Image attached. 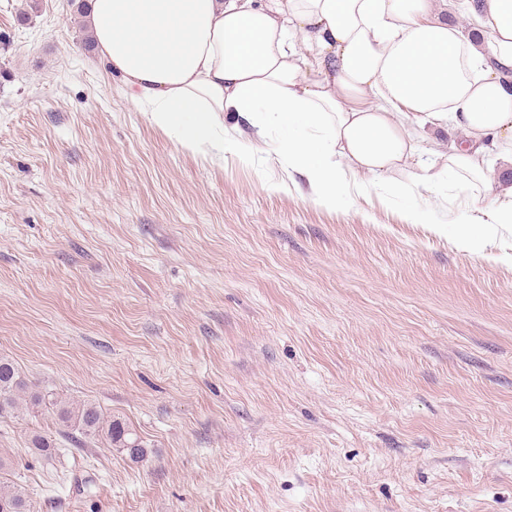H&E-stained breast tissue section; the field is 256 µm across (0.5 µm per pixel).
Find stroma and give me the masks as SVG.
Returning <instances> with one entry per match:
<instances>
[{
	"label": "stroma",
	"instance_id": "stroma-1",
	"mask_svg": "<svg viewBox=\"0 0 512 512\" xmlns=\"http://www.w3.org/2000/svg\"><path fill=\"white\" fill-rule=\"evenodd\" d=\"M0 0V358L125 422L142 462L0 415L34 512H512V237L405 220L444 182L191 152L86 44L70 0ZM56 444L30 455L33 434Z\"/></svg>",
	"mask_w": 512,
	"mask_h": 512
}]
</instances>
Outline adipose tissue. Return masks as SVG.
<instances>
[{
	"instance_id": "ef3b65f1",
	"label": "adipose tissue",
	"mask_w": 512,
	"mask_h": 512,
	"mask_svg": "<svg viewBox=\"0 0 512 512\" xmlns=\"http://www.w3.org/2000/svg\"><path fill=\"white\" fill-rule=\"evenodd\" d=\"M448 0H89L99 57L148 120L192 152L239 151L219 136L225 113L278 147L315 201L333 208L361 175L402 171L424 135L448 150L438 178L466 204L495 205L483 220L434 224L469 254L512 232V0H480L483 44L445 17Z\"/></svg>"
}]
</instances>
